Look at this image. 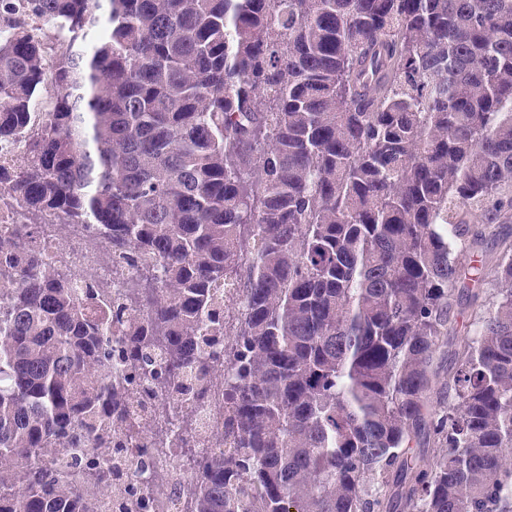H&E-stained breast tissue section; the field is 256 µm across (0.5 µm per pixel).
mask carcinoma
Masks as SVG:
<instances>
[{"mask_svg": "<svg viewBox=\"0 0 512 512\" xmlns=\"http://www.w3.org/2000/svg\"><path fill=\"white\" fill-rule=\"evenodd\" d=\"M2 141L0 512H82L48 452L112 449L114 363L224 374L196 512H512V0H0ZM42 224L164 277L114 307ZM453 312L456 319V330L454 335L448 336V343L446 344L445 340L438 349L433 362V369L437 373L440 384L448 380V367L452 363L454 351L458 349L463 340L472 335L474 328L471 310L454 305Z\"/></svg>", "mask_w": 512, "mask_h": 512, "instance_id": "obj_1", "label": "carcinoma"}]
</instances>
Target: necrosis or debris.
Segmentation results:
<instances>
[{"instance_id": "4bbe7bcc", "label": "necrosis or debris", "mask_w": 512, "mask_h": 512, "mask_svg": "<svg viewBox=\"0 0 512 512\" xmlns=\"http://www.w3.org/2000/svg\"><path fill=\"white\" fill-rule=\"evenodd\" d=\"M46 262L71 274L90 272L100 289L113 302H124L130 283L141 274L140 266H129L106 258L105 246L92 239L88 228L72 225L67 239L41 238ZM183 403L175 394L159 393L155 382L141 379L130 387L127 419L143 426L153 454L138 460V440L123 437V447L103 459L113 472L112 490L119 499L105 510L94 494L87 474L74 478L84 495L86 512H189L198 486L196 456L224 447V379L212 378L208 396L192 411L193 427L182 423Z\"/></svg>"}]
</instances>
